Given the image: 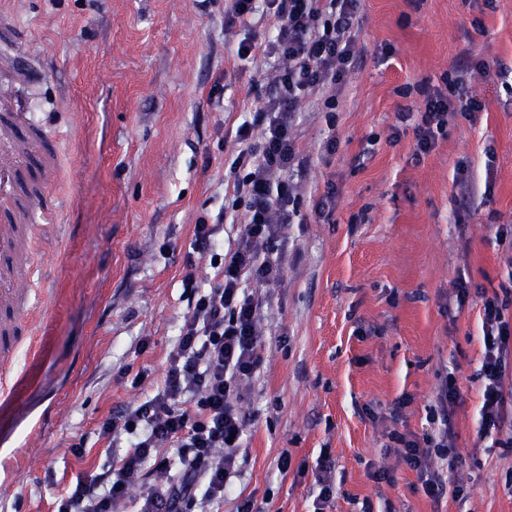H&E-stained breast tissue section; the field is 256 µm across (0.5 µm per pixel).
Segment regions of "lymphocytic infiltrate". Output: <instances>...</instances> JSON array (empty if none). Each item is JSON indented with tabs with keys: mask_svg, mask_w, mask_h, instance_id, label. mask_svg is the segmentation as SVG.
<instances>
[{
	"mask_svg": "<svg viewBox=\"0 0 512 512\" xmlns=\"http://www.w3.org/2000/svg\"><path fill=\"white\" fill-rule=\"evenodd\" d=\"M360 0H225L224 25H247L256 14L273 22L275 36L240 40L239 59H273L269 86L254 82L255 108L235 132L240 145L228 165L232 191L219 212L200 217L191 246L210 256L217 273L209 287L196 285L193 274L189 311L168 357V370L152 396L108 413L98 435L107 448L129 442L109 466L78 477L55 501L54 512H125L135 486H142L139 512H212L231 492L238 469L237 450L245 433L238 403L263 361V322L268 306L257 286L273 287L284 276V229L300 213L303 198L287 175L305 165L297 133L300 104L322 95L323 108L335 112L334 90L354 68L360 25ZM503 74L477 60L469 69L444 73L439 84L418 92L414 126L417 155L434 150L455 112L482 111L479 95L468 94L469 72ZM241 225L233 246L220 234L225 223ZM512 300L482 299L484 352L477 373L482 383L479 410L482 432L512 435ZM459 392L446 376L437 394L433 431L406 439L393 434L402 460L417 471L433 500L466 499L464 485L446 481L430 464L433 458L456 464L454 406Z\"/></svg>",
	"mask_w": 512,
	"mask_h": 512,
	"instance_id": "f902f5d3",
	"label": "lymphocytic infiltrate"
}]
</instances>
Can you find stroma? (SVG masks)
<instances>
[{
    "mask_svg": "<svg viewBox=\"0 0 512 512\" xmlns=\"http://www.w3.org/2000/svg\"><path fill=\"white\" fill-rule=\"evenodd\" d=\"M360 13L335 114L300 106L304 204L242 404L241 471L219 512L247 497L253 512H314L324 449L336 482L325 512H360L366 498L375 512H512V446L481 433L475 377L481 296L512 294V244L496 237L512 220V75H474L484 110L449 116L426 156L396 117L404 90L438 84L465 54L512 68V0H361ZM3 27L14 37L0 39V86L56 135L58 157L52 219L35 225L32 248L54 277L36 309L40 352L16 355L22 377L0 398V512H52L76 477L111 461L101 419L165 376L188 311L193 227L224 201V161L267 66L237 58L243 33L225 30L224 0H0ZM330 184L326 219L313 206ZM449 373L462 505L433 501L387 450L392 431L429 430ZM379 468L390 480L372 479Z\"/></svg>",
    "mask_w": 512,
    "mask_h": 512,
    "instance_id": "stroma-1",
    "label": "stroma"
}]
</instances>
